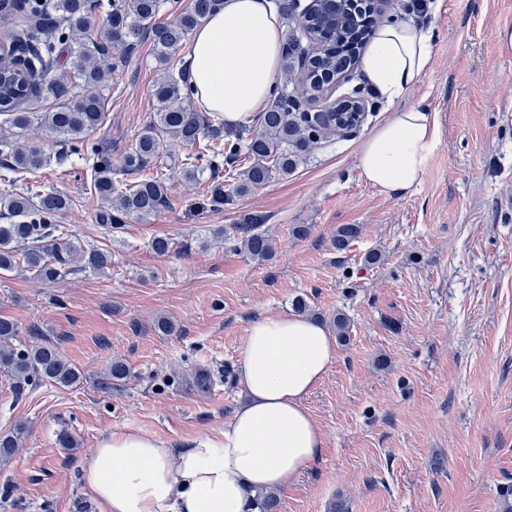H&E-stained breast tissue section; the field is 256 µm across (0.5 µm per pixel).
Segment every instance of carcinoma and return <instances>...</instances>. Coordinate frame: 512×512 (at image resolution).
Segmentation results:
<instances>
[{
	"label": "carcinoma",
	"mask_w": 512,
	"mask_h": 512,
	"mask_svg": "<svg viewBox=\"0 0 512 512\" xmlns=\"http://www.w3.org/2000/svg\"><path fill=\"white\" fill-rule=\"evenodd\" d=\"M223 0H193V6L170 21H157L161 0H52L43 11L29 6L30 13L40 15L33 21L19 16L25 25L23 37L12 38L24 56V70L5 67L0 84V159L11 173H34L48 164L45 148L18 142L34 124L45 127L67 154H77L86 162L90 189L102 201L96 222L114 233L125 229L128 220L146 221L168 204L165 164L167 148L178 143L192 151L178 162L180 176L196 181L199 176L233 172L242 162H250L243 180L224 193V182L209 187L210 205L224 207L231 195H243L264 185L276 175H286L304 158L319 140L334 133L336 107L324 112L296 111L293 93L282 90L266 111L259 113L258 129L242 127L224 131L214 126L204 112L191 103L189 85L175 57L176 51ZM282 18L307 29L315 24L329 34L328 45L320 53L316 70L309 74V87L322 72L341 74L351 67V55L342 47V36L357 33V22L348 0H327L323 15L307 19L299 12V0H275ZM108 7L107 27L91 46L81 43L91 20ZM148 35L155 58L166 71L156 83L153 97L156 110L137 134L135 142L122 157L121 170L135 175L126 182L115 177L112 154L89 139L105 117L103 90L112 74L104 67L112 52H124ZM48 95L62 100L54 109L34 110L33 103ZM7 187L0 189V212L10 223L0 224V272L21 266L37 279L56 282L64 279L76 261L82 266L102 271L111 264V255L99 249H85L66 238L59 215L69 207L70 199L61 193H42L29 187L17 188V180L1 179ZM255 217L237 226L241 248L256 262H267L274 255L269 236L260 230ZM359 229L344 224L336 230L334 244L343 250L357 236ZM14 323L0 319V370L17 383L47 381L70 387L82 378L80 369L63 358L50 345H32L18 349L10 344L16 336ZM25 432L19 425L0 435V461H6L18 448Z\"/></svg>",
	"instance_id": "carcinoma-1"
}]
</instances>
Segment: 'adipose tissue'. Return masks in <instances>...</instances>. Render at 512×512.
I'll list each match as a JSON object with an SVG mask.
<instances>
[{
    "instance_id": "adipose-tissue-1",
    "label": "adipose tissue",
    "mask_w": 512,
    "mask_h": 512,
    "mask_svg": "<svg viewBox=\"0 0 512 512\" xmlns=\"http://www.w3.org/2000/svg\"><path fill=\"white\" fill-rule=\"evenodd\" d=\"M283 20L272 0H224L196 29L185 59L193 98L225 123L262 111L277 88ZM432 29L382 23L363 59L379 98H403L431 64ZM436 143L429 112L391 113L358 148L361 176L387 193L421 182ZM336 357L320 323L294 312L253 321L237 372L246 400L216 434L174 448L116 430L84 467L100 512H254L256 498L288 487L322 453L325 436L306 406Z\"/></svg>"
}]
</instances>
